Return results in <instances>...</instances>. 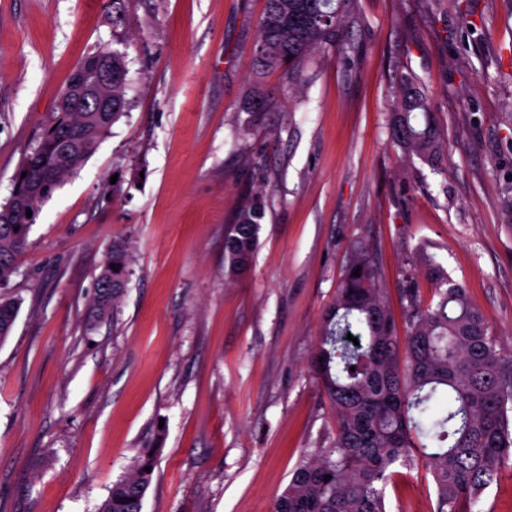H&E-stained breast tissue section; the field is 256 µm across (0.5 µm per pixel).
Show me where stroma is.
<instances>
[{
  "label": "stroma",
  "mask_w": 512,
  "mask_h": 512,
  "mask_svg": "<svg viewBox=\"0 0 512 512\" xmlns=\"http://www.w3.org/2000/svg\"><path fill=\"white\" fill-rule=\"evenodd\" d=\"M266 0H0V205L73 68L122 37L125 112L45 200L0 298V512H97L139 449L143 512H272L303 456L333 447L311 367L352 245L368 244L396 325L403 271L433 256L512 355V0H357L302 81L257 71ZM471 29H463V19ZM444 138L441 167L391 143L398 62ZM264 109L250 111L249 97ZM265 218L224 275L241 199ZM129 276L88 318L113 239ZM388 512H433L415 469ZM19 313L18 302L0 298V344L7 341Z\"/></svg>",
  "instance_id": "obj_1"
}]
</instances>
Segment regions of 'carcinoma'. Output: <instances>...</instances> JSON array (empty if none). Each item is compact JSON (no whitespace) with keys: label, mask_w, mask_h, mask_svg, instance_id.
I'll use <instances>...</instances> for the list:
<instances>
[{"label":"carcinoma","mask_w":512,"mask_h":512,"mask_svg":"<svg viewBox=\"0 0 512 512\" xmlns=\"http://www.w3.org/2000/svg\"><path fill=\"white\" fill-rule=\"evenodd\" d=\"M354 0H266L254 64L283 69L296 80L311 49L334 44ZM98 48L72 71L56 105V117L26 156L10 201L0 208V282L14 272L16 256L45 199L90 158L127 107L125 53L112 50V88L96 83ZM402 110L391 114L396 145L436 159L440 129L409 74L399 73ZM112 111L96 110L101 97ZM31 215H26V212ZM265 218L260 196L246 197L224 242V267L245 271ZM435 284L424 302L415 268L401 291L406 336L399 351L394 318L377 287L368 245H353L351 264L329 305L312 368L336 410V443L301 463L273 512H387L386 487L401 470L424 466L435 489L434 512H475L482 492L512 460V356L496 348L482 313L466 289L448 280L440 266L420 257ZM116 268H111V265ZM360 269V276L353 275ZM128 248L112 249L97 278L89 305L97 321L114 310L125 288ZM18 302L0 298V344L7 341ZM357 338L353 344L347 335ZM155 449H142L129 471L112 485L98 512H142L156 466ZM150 471H145V468ZM331 479H325V476Z\"/></svg>","instance_id":"carcinoma-1"}]
</instances>
